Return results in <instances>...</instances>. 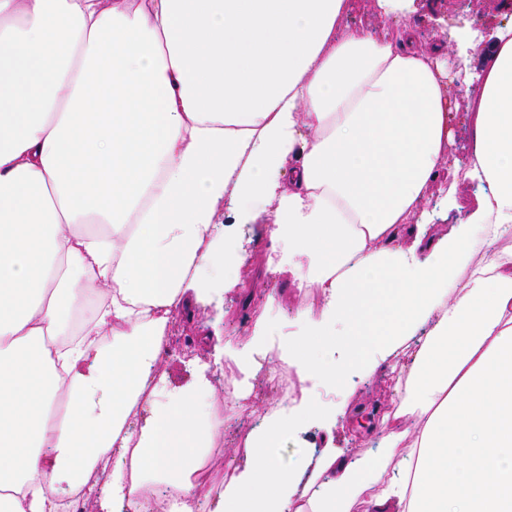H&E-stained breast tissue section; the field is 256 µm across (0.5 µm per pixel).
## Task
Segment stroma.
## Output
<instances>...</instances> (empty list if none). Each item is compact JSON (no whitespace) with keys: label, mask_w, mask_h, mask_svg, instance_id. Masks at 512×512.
<instances>
[{"label":"stroma","mask_w":512,"mask_h":512,"mask_svg":"<svg viewBox=\"0 0 512 512\" xmlns=\"http://www.w3.org/2000/svg\"><path fill=\"white\" fill-rule=\"evenodd\" d=\"M505 0H414L405 18L418 34L421 42L447 43L449 51H456L460 39L481 41L494 25L508 21L512 14L504 8ZM448 187L453 188L457 207L443 212L439 207L440 190H433L429 200L413 218L414 223L432 225L434 231L446 233L452 219L464 217L479 203L477 189L464 180L462 174H449ZM247 250L251 276L247 289L219 284L197 304L193 317H179L167 336L166 353L161 354L159 370L165 373L169 389L191 386L198 377H205L210 385L211 411L223 417L224 430L215 437L207 458L211 469V483L200 497L213 502L224 483V468L229 461L241 457L240 438L248 434L281 406H300L304 401L345 407L347 414L337 417L325 427L313 424L296 434H286L274 450L281 465L290 467L300 462L308 447L322 445L325 438H333L337 451L350 459L366 458L374 452L381 430L370 436H361L348 418L350 411L363 409L374 419H382L397 404L394 393L392 367L403 359V351H396L379 362L370 375L354 373L341 387H332L317 378L295 382L288 394L271 387L266 372L286 371L281 355L287 348L302 349L306 344L302 325L296 319V310L305 303L288 273V256L273 245L267 225L237 224L233 227ZM276 295L274 304H267L268 295ZM268 317V334L254 341L253 334L259 314ZM247 358L255 360L258 369L250 377H243L236 362ZM232 377L235 391H224L225 377ZM249 397L254 404L250 418L235 416L237 399Z\"/></svg>","instance_id":"obj_1"}]
</instances>
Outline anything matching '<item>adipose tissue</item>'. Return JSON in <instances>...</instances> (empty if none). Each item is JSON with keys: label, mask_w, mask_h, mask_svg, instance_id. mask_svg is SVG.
Listing matches in <instances>:
<instances>
[{"label": "adipose tissue", "mask_w": 512, "mask_h": 512, "mask_svg": "<svg viewBox=\"0 0 512 512\" xmlns=\"http://www.w3.org/2000/svg\"><path fill=\"white\" fill-rule=\"evenodd\" d=\"M375 6L395 38L342 28L350 0H0V512H54L62 484L110 512L191 494L224 421L158 361L214 273L246 284L221 212L270 225L321 296L285 356L300 380L415 346L374 465L329 442L282 467L280 437L324 414L302 406L249 435L211 512H512V21L479 54L463 160L447 46L409 0ZM459 169L479 207L411 224Z\"/></svg>", "instance_id": "ef3b65f1"}]
</instances>
